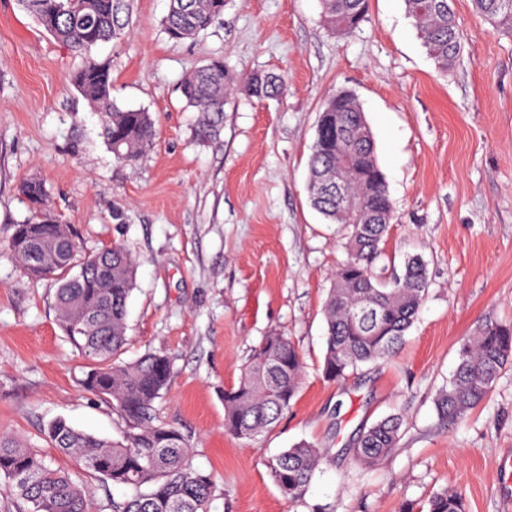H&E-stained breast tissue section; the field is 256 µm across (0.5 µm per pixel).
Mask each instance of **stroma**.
Instances as JSON below:
<instances>
[{"instance_id": "stroma-1", "label": "stroma", "mask_w": 512, "mask_h": 512, "mask_svg": "<svg viewBox=\"0 0 512 512\" xmlns=\"http://www.w3.org/2000/svg\"><path fill=\"white\" fill-rule=\"evenodd\" d=\"M168 7L133 0L129 26L92 50L112 66L114 103L156 123L132 168L115 159L103 113L70 81L79 57L17 0H0V434L87 484L94 512H112L127 494L45 440L59 417L111 441L127 424L81 387L88 364L57 324L56 282L27 275L10 250L14 225L29 216L19 185L35 176L80 256L116 244L135 259L120 358L169 356L155 413L188 437L194 468L210 475V512H399L445 488L461 491L469 512H503L512 369L458 421L439 418L434 398L471 336L512 323V36L485 23L472 0H455L464 47L444 72L403 0H369L350 34L326 25L320 0H226L221 20L180 42L164 31ZM214 57L237 78L283 75L287 92L233 95L219 135L202 142L180 84ZM342 89L363 106L394 204L385 262L399 275L406 256L420 255L428 295L396 354L329 383L318 372L323 305L346 252L339 225L309 202L308 158L324 99ZM273 332L303 354V388L268 431L228 436L224 390ZM392 413L404 417L398 448L362 469L359 434ZM301 441L324 460L292 504L267 462Z\"/></svg>"}]
</instances>
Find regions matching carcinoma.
<instances>
[{"label": "carcinoma", "instance_id": "1", "mask_svg": "<svg viewBox=\"0 0 512 512\" xmlns=\"http://www.w3.org/2000/svg\"><path fill=\"white\" fill-rule=\"evenodd\" d=\"M43 29L81 55L72 73L74 87L96 110L105 113L103 137L114 157L134 166L156 135L151 115L122 109L112 101L110 63L91 50L109 42L129 25L130 0H18ZM476 11L493 29L512 34V0H473ZM225 0H170L164 18L169 38L192 39L224 14ZM325 23L350 33L365 20L368 0H322ZM422 45L446 72L462 46L452 0H404ZM186 105L200 112L197 137L217 135L224 105L241 89L258 99L284 96V78L272 73L234 80L224 60L213 58L180 85ZM341 194L310 195L313 207L345 231L348 257L335 272L324 304L326 349L322 377L339 381L362 366L392 355L414 323L427 292L424 262L407 259L402 276L386 277L384 238L394 219L393 203L376 157L365 112L352 95L329 96L319 113L309 158V186L335 187ZM31 218L16 226L10 241L14 257L28 273L51 270L58 282L55 306L59 326L81 356L95 362L84 380L87 390L112 400L126 419L121 443H111L54 421L46 437L52 447L74 456L91 475L134 494L112 502V512H209L213 497L210 476L196 470L189 440L175 427L155 422L154 403L167 390L171 363L160 352H149L125 363L116 360L126 344L127 304L135 286L136 263L114 245L96 253L95 263L71 255L57 262V247L73 239L70 227L45 209L47 189L39 178L20 187ZM85 267L79 273L73 269ZM512 365V325L489 323L462 345L448 386L437 394L438 415L463 417L488 395L500 374ZM306 376L304 360L285 336L264 337L241 370L236 385L224 390V430L250 439L273 426L298 396ZM404 418L391 414L358 437L354 454L364 467L376 465L398 447ZM322 463L315 446L300 442L271 458L268 475L291 503L303 495ZM0 476L29 512H91L83 486L47 462L26 441L0 435ZM427 512H466L462 495L441 491L428 501Z\"/></svg>", "mask_w": 512, "mask_h": 512}]
</instances>
